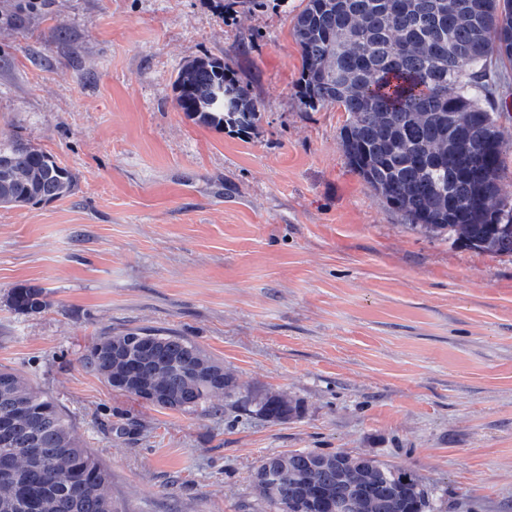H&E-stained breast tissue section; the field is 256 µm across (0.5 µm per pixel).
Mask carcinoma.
Wrapping results in <instances>:
<instances>
[{
	"label": "carcinoma",
	"instance_id": "carcinoma-1",
	"mask_svg": "<svg viewBox=\"0 0 512 512\" xmlns=\"http://www.w3.org/2000/svg\"><path fill=\"white\" fill-rule=\"evenodd\" d=\"M307 111L346 112L340 146L350 165L406 225L491 255L512 257V198L499 194L512 132L491 110L493 57L512 62V0H307L294 23ZM176 105L197 122L246 136L260 109L229 64L181 66ZM75 189L72 172L43 149L0 141V207L49 203ZM19 313L50 306L41 288L8 295ZM83 366L113 389L161 409H209L214 397L253 403L267 419L297 406L279 394L238 396L233 376L196 343L162 330L103 336ZM0 512H120L110 475L59 404L0 367ZM254 488L278 512H427L412 471L367 454L296 450L264 458Z\"/></svg>",
	"mask_w": 512,
	"mask_h": 512
}]
</instances>
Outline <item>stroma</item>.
I'll return each instance as SVG.
<instances>
[{"label":"stroma","mask_w":512,"mask_h":512,"mask_svg":"<svg viewBox=\"0 0 512 512\" xmlns=\"http://www.w3.org/2000/svg\"><path fill=\"white\" fill-rule=\"evenodd\" d=\"M228 2L45 0L0 20V140L76 179L0 207V365L57 400L123 512H276L254 472L298 449L415 471L429 512H512V257L411 229L348 163L345 112L305 111L307 0ZM203 56L261 103L250 136L177 109L176 73ZM19 284L50 307L15 312ZM133 328L189 338L297 412L114 390L81 358Z\"/></svg>","instance_id":"stroma-1"}]
</instances>
